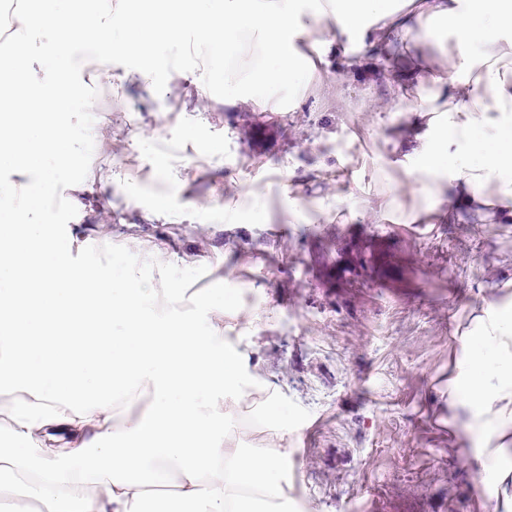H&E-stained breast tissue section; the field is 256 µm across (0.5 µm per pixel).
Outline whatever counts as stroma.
I'll use <instances>...</instances> for the list:
<instances>
[{
    "label": "stroma",
    "instance_id": "obj_1",
    "mask_svg": "<svg viewBox=\"0 0 512 512\" xmlns=\"http://www.w3.org/2000/svg\"><path fill=\"white\" fill-rule=\"evenodd\" d=\"M337 87L321 75L316 94L253 125L246 113L204 112L192 131L213 139L224 164L197 172L193 194L223 202L233 183L277 184L335 164L348 137L353 164L377 161V139L400 121L395 112L367 120L369 100L385 87L364 62ZM343 89L346 104L333 93ZM190 86L162 98L107 91L104 109L131 116L180 106ZM370 185L354 190L331 222L310 224H139L137 234L174 242L264 283L269 311L256 324L264 370L281 388V408L300 431L288 457V482L311 512H483L481 472L467 461L461 427L448 423L442 398L459 352L455 336L481 304L482 288L512 278V224L375 223ZM381 246L398 267L392 278L349 286L330 279L356 247Z\"/></svg>",
    "mask_w": 512,
    "mask_h": 512
}]
</instances>
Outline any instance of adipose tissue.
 <instances>
[{
	"label": "adipose tissue",
	"mask_w": 512,
	"mask_h": 512,
	"mask_svg": "<svg viewBox=\"0 0 512 512\" xmlns=\"http://www.w3.org/2000/svg\"><path fill=\"white\" fill-rule=\"evenodd\" d=\"M19 0L0 54V512H285L295 428L263 370L261 313L223 280L187 291L171 270L210 266L148 238L113 239V202L151 224H268L265 185L236 204L191 195L190 170L218 169L211 140L182 128L136 170L84 159L77 130L98 117L108 148L157 136L103 113L88 84L122 98L191 78L202 112L285 111L314 72L397 49L381 70L402 128L384 166L319 163L335 198L371 176L373 212L399 224H512V0ZM164 39L177 59L152 55ZM46 56L67 58L47 68ZM59 199L45 207L46 196ZM451 419L495 512H512V280L458 332ZM262 411L244 427V411Z\"/></svg>",
	"instance_id": "ef3b65f1"
}]
</instances>
